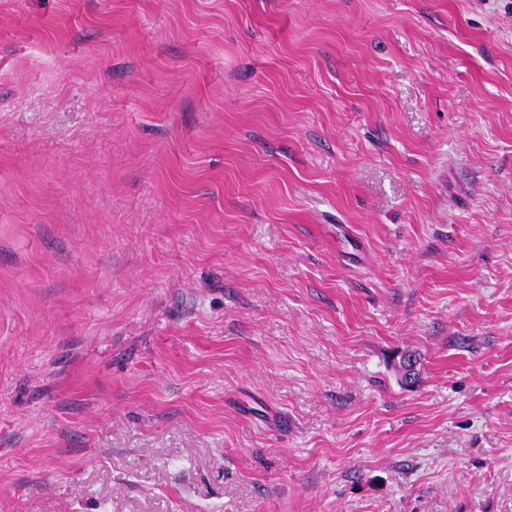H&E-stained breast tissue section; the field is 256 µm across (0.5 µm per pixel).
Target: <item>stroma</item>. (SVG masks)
Segmentation results:
<instances>
[{
  "mask_svg": "<svg viewBox=\"0 0 512 512\" xmlns=\"http://www.w3.org/2000/svg\"><path fill=\"white\" fill-rule=\"evenodd\" d=\"M0 512H512V0H0Z\"/></svg>",
  "mask_w": 512,
  "mask_h": 512,
  "instance_id": "stroma-1",
  "label": "stroma"
}]
</instances>
